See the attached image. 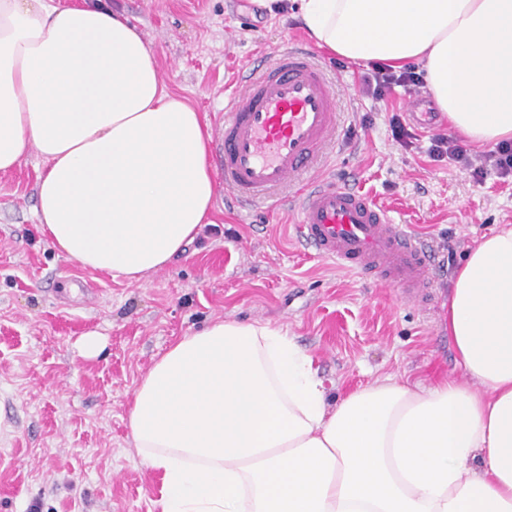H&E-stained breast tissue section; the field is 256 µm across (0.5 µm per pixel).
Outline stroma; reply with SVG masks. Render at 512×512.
Returning <instances> with one entry per match:
<instances>
[{
	"label": "stroma",
	"mask_w": 512,
	"mask_h": 512,
	"mask_svg": "<svg viewBox=\"0 0 512 512\" xmlns=\"http://www.w3.org/2000/svg\"><path fill=\"white\" fill-rule=\"evenodd\" d=\"M157 52L167 88L219 128L239 76L292 41L296 18L251 0H124ZM339 81L340 124L319 174L348 184L409 226L434 253L428 307L373 278L339 269L300 242L288 201L239 208L216 181L212 228L167 267L128 283L59 254L34 211L45 166L30 153L0 174V512H158L160 479L142 465L128 407L137 383L177 338L220 319L281 327L319 363L331 398L388 375L424 384L461 379L448 334L450 288L467 252L512 225V182L475 184L455 163L431 160L438 133L483 148L438 118L412 147L388 119L411 124L406 91L374 103L354 94L365 62L321 54ZM98 333L94 356L82 336Z\"/></svg>",
	"instance_id": "35a3bbf8"
}]
</instances>
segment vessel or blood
I'll list each match as a JSON object with an SVG mask.
<instances>
[{
  "mask_svg": "<svg viewBox=\"0 0 512 512\" xmlns=\"http://www.w3.org/2000/svg\"><path fill=\"white\" fill-rule=\"evenodd\" d=\"M340 123L335 84L295 44L243 73L224 101L216 160L224 188L260 205L318 165ZM296 230L318 255L374 277L413 302L431 301L432 260L420 237L365 194L333 181L296 192Z\"/></svg>",
  "mask_w": 512,
  "mask_h": 512,
  "instance_id": "b4317fda",
  "label": "vessel or blood"
}]
</instances>
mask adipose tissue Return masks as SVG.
Wrapping results in <instances>:
<instances>
[{"instance_id":"1","label":"adipose tissue","mask_w":512,"mask_h":512,"mask_svg":"<svg viewBox=\"0 0 512 512\" xmlns=\"http://www.w3.org/2000/svg\"><path fill=\"white\" fill-rule=\"evenodd\" d=\"M332 55L420 63L449 126L512 140V0H257ZM212 131L125 11L0 0V173L37 152L35 212L79 266L138 282L209 223ZM462 380L387 376L329 400L282 328L220 320L171 344L128 423L159 512H512V226L448 302Z\"/></svg>"}]
</instances>
